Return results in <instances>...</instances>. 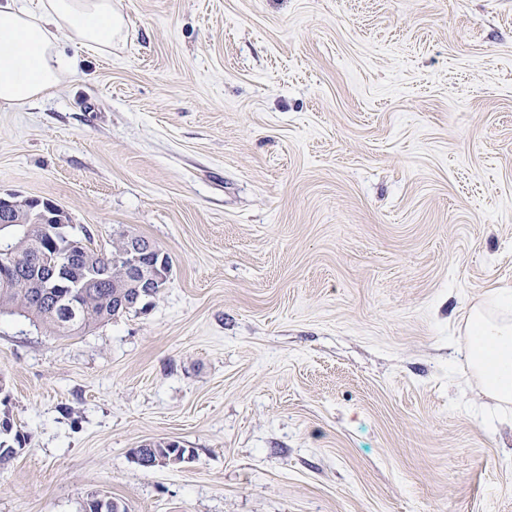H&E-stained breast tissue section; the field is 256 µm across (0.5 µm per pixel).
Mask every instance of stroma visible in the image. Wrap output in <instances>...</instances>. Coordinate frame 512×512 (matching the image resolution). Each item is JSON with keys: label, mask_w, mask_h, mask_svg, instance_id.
Instances as JSON below:
<instances>
[{"label": "stroma", "mask_w": 512, "mask_h": 512, "mask_svg": "<svg viewBox=\"0 0 512 512\" xmlns=\"http://www.w3.org/2000/svg\"><path fill=\"white\" fill-rule=\"evenodd\" d=\"M111 50L0 110V196L172 263L63 337L0 317V512H512L467 360L512 289V0H116ZM175 439L194 458L145 469ZM14 423L8 417L0 423V464L6 463L10 461L17 453V450L20 448H14L11 444H9V439L12 436V439L15 443L20 447L22 445V439L24 441L25 437L20 433L17 429L14 431ZM3 435L4 437H1ZM189 455L190 460L194 457V450L191 448H183L176 441L158 440L146 442L139 448H133L130 451L132 461L145 469L154 468V463L160 459H169L171 457L184 460L185 456ZM174 459L166 462L163 465L179 464L180 460ZM82 512H127L125 506L111 497H102L97 493L86 497Z\"/></svg>", "instance_id": "1"}]
</instances>
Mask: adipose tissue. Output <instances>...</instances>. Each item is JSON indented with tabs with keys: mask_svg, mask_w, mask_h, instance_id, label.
<instances>
[{
	"mask_svg": "<svg viewBox=\"0 0 512 512\" xmlns=\"http://www.w3.org/2000/svg\"><path fill=\"white\" fill-rule=\"evenodd\" d=\"M113 0H8L0 5V108L42 99L77 64L62 44L102 51L121 37ZM489 307H473L466 328L469 358L485 391L512 400V290L501 288Z\"/></svg>",
	"mask_w": 512,
	"mask_h": 512,
	"instance_id": "ef3b65f1",
	"label": "adipose tissue"
}]
</instances>
